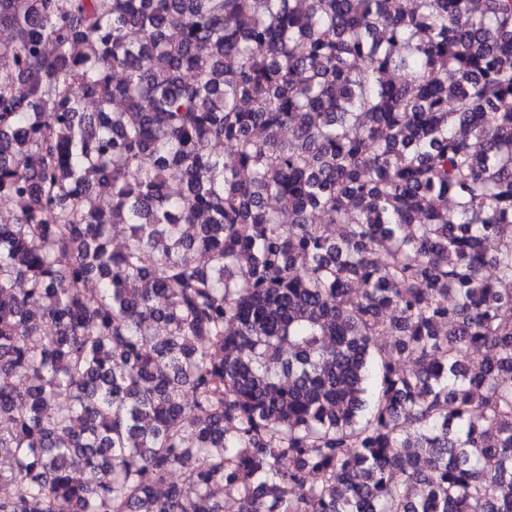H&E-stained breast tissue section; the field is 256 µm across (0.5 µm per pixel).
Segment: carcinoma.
<instances>
[{"mask_svg": "<svg viewBox=\"0 0 512 512\" xmlns=\"http://www.w3.org/2000/svg\"><path fill=\"white\" fill-rule=\"evenodd\" d=\"M0 28V512H512V0Z\"/></svg>", "mask_w": 512, "mask_h": 512, "instance_id": "cac0c4a2", "label": "carcinoma"}]
</instances>
